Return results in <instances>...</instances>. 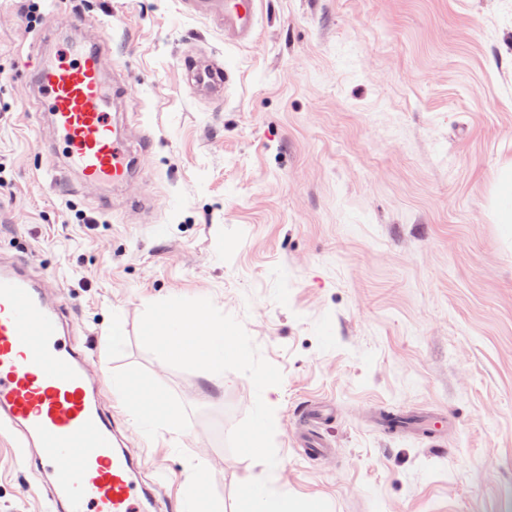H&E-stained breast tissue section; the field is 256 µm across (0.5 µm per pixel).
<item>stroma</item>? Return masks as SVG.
Here are the masks:
<instances>
[{"label":"stroma","instance_id":"35a3bbf8","mask_svg":"<svg viewBox=\"0 0 512 512\" xmlns=\"http://www.w3.org/2000/svg\"><path fill=\"white\" fill-rule=\"evenodd\" d=\"M74 2L0 0V258L25 255L68 303L151 512H183L192 474L205 506L234 512L261 471L227 445L250 378L210 382L142 346L146 305L172 296L211 299L281 370L264 391L278 490L331 512H512V236L492 216L512 159V0H262L245 45L179 0H82L88 31L108 34V78H136L113 116L139 114L152 139L112 192L39 152L29 48L61 40ZM188 48L230 70L224 104L190 91ZM155 397L178 441L136 424ZM323 404L313 456L297 414ZM386 408L427 431H388ZM46 499L0 431V512Z\"/></svg>","mask_w":512,"mask_h":512}]
</instances>
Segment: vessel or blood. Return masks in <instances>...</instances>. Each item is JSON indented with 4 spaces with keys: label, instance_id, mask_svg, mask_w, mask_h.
I'll use <instances>...</instances> for the list:
<instances>
[{
    "label": "vessel or blood",
    "instance_id": "b4317fda",
    "mask_svg": "<svg viewBox=\"0 0 512 512\" xmlns=\"http://www.w3.org/2000/svg\"><path fill=\"white\" fill-rule=\"evenodd\" d=\"M185 12L215 25L225 41H252L260 0H181ZM104 38L71 42L38 56L32 83L57 140L63 166L83 182L126 185L148 145L131 140L112 118L130 76L107 83ZM180 67L193 94L223 103L231 76L215 59L184 54ZM69 314L50 300L26 258L0 261V426L16 430L29 461L52 477L46 512H146L135 462L115 443L112 416L97 403V372L68 338Z\"/></svg>",
    "mask_w": 512,
    "mask_h": 512
}]
</instances>
